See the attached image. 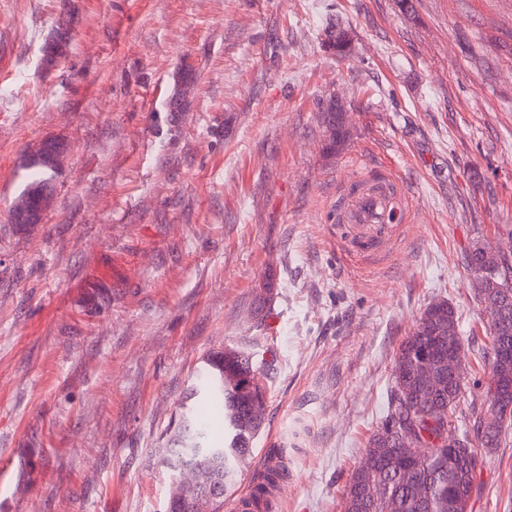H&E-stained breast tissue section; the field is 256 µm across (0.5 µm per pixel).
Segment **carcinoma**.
<instances>
[{
	"label": "carcinoma",
	"mask_w": 512,
	"mask_h": 512,
	"mask_svg": "<svg viewBox=\"0 0 512 512\" xmlns=\"http://www.w3.org/2000/svg\"><path fill=\"white\" fill-rule=\"evenodd\" d=\"M324 123L329 132V148L339 150L350 135L345 113L332 103L324 112ZM57 152L58 143L50 141L25 158L19 175L18 196L33 203L53 192L52 160ZM472 246L474 254L464 252L462 267L474 276L488 248L483 239L475 240ZM443 320L458 326L453 305L446 300L428 304L412 334L400 344L386 414L363 449L365 455L380 453L379 466L367 476L357 468L352 470L344 512H468L471 461H481L484 450L499 447L506 431L512 427L511 414L506 423L484 434L478 433L481 418L475 413L468 414L461 407L465 393L462 380L450 386L445 376L428 389L419 386L415 363L430 352L437 325ZM487 324L489 344L482 355L489 361L500 346L512 345V292L502 297L499 310L487 313ZM189 396L199 404L224 407V441L212 442L206 427L198 422L194 407L184 404L178 433L172 446L163 449L162 463L175 472L184 459L204 466L210 456L224 453V484L219 494L222 499L236 484L238 457L250 454L252 440L265 420L267 387L261 382V370L250 355L230 349L222 357L217 352L207 356L199 371L198 384L190 390ZM407 405L421 408L424 416L417 419L414 431L434 444L428 456L409 463L404 461L400 442L406 430L403 413ZM441 419L453 426L461 420H473L477 433L472 435L467 428L460 432L470 448L469 456L457 457L450 464L448 449L435 447ZM285 477V468L279 464L257 474L250 494L256 512H267L271 508L273 491Z\"/></svg>",
	"instance_id": "obj_1"
}]
</instances>
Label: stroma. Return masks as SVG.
I'll return each instance as SVG.
<instances>
[{
	"label": "stroma",
	"instance_id": "stroma-1",
	"mask_svg": "<svg viewBox=\"0 0 512 512\" xmlns=\"http://www.w3.org/2000/svg\"><path fill=\"white\" fill-rule=\"evenodd\" d=\"M332 102L350 131L335 153ZM50 140L53 203L14 224L20 165ZM384 178L409 218L349 261L336 206ZM511 229L512 0H0V512H166L160 453L227 346L274 368L222 512L273 449L279 512H343L432 301L457 311L486 413L487 318L461 259ZM469 512H512V430Z\"/></svg>",
	"mask_w": 512,
	"mask_h": 512
}]
</instances>
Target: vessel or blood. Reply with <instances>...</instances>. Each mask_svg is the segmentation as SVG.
<instances>
[{"label": "vessel or blood", "instance_id": "vessel-or-blood-1", "mask_svg": "<svg viewBox=\"0 0 512 512\" xmlns=\"http://www.w3.org/2000/svg\"><path fill=\"white\" fill-rule=\"evenodd\" d=\"M406 209L405 199L386 181L350 192L342 211L345 255L365 258L382 253L398 230L390 223V214Z\"/></svg>", "mask_w": 512, "mask_h": 512}]
</instances>
